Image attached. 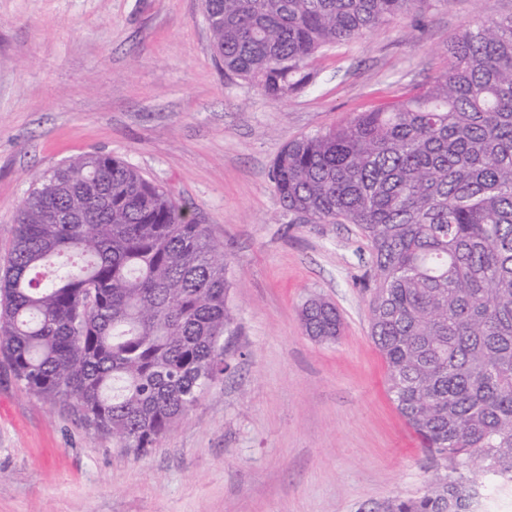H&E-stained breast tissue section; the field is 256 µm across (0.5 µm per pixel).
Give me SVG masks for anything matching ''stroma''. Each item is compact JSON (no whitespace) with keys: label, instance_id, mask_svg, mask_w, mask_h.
Returning <instances> with one entry per match:
<instances>
[{"label":"stroma","instance_id":"1","mask_svg":"<svg viewBox=\"0 0 512 512\" xmlns=\"http://www.w3.org/2000/svg\"><path fill=\"white\" fill-rule=\"evenodd\" d=\"M512 0H439L313 58L280 100L225 77L202 0H0V259L17 209L63 161L109 153L186 207L227 259L223 380L136 456L0 358V512H360L422 493L438 465L387 393L369 336L372 256L353 224L285 210L289 141L336 127L448 66V46ZM314 296L334 343L306 336ZM301 321L307 336L320 342H335L342 323L336 307L322 298L309 299L301 309Z\"/></svg>","mask_w":512,"mask_h":512}]
</instances>
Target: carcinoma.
<instances>
[{
	"instance_id": "obj_1",
	"label": "carcinoma",
	"mask_w": 512,
	"mask_h": 512,
	"mask_svg": "<svg viewBox=\"0 0 512 512\" xmlns=\"http://www.w3.org/2000/svg\"><path fill=\"white\" fill-rule=\"evenodd\" d=\"M447 0H204L224 74L279 100L308 60ZM449 67L383 108L303 136L270 177L289 212L369 241L370 336L391 399L443 463L376 512H476L512 486V14L448 46ZM227 262L129 162L57 166L22 200L0 266V356L30 392L71 401L117 447L154 448L230 366ZM307 336L342 323L304 303Z\"/></svg>"
}]
</instances>
